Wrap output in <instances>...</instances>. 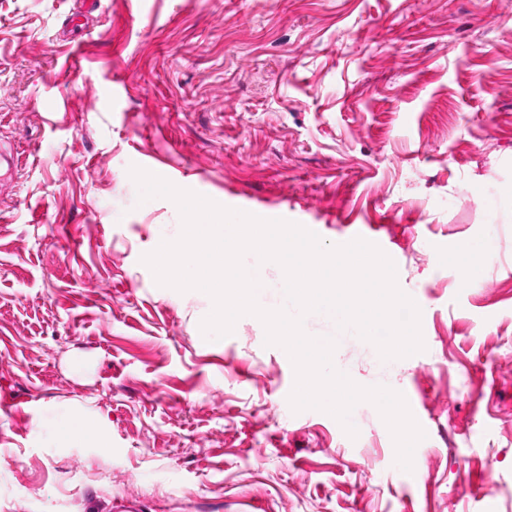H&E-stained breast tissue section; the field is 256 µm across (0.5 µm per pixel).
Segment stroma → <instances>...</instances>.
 <instances>
[{
  "label": "stroma",
  "instance_id": "35a3bbf8",
  "mask_svg": "<svg viewBox=\"0 0 512 512\" xmlns=\"http://www.w3.org/2000/svg\"><path fill=\"white\" fill-rule=\"evenodd\" d=\"M0 0V512H512V0ZM137 165L254 215L373 233L421 310L394 361L335 318L336 368L402 392L293 412L255 316L142 264L181 233ZM494 236L475 279L459 245ZM259 304L282 268L246 254Z\"/></svg>",
  "mask_w": 512,
  "mask_h": 512
}]
</instances>
